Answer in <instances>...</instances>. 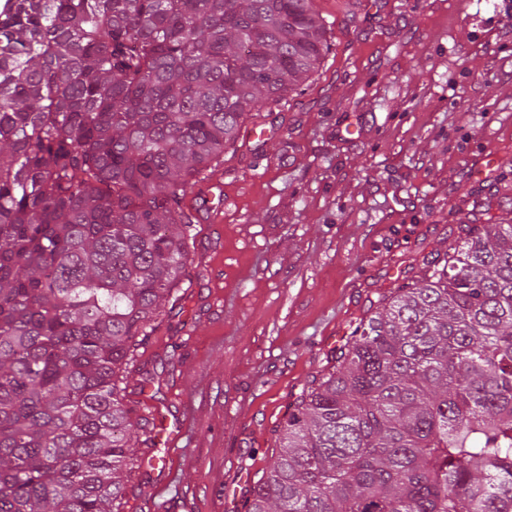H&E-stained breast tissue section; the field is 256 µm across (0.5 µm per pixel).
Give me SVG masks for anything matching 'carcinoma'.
I'll return each instance as SVG.
<instances>
[{"label": "carcinoma", "instance_id": "obj_1", "mask_svg": "<svg viewBox=\"0 0 512 512\" xmlns=\"http://www.w3.org/2000/svg\"><path fill=\"white\" fill-rule=\"evenodd\" d=\"M313 0H15L0 13V512H122L138 346L182 300L184 201L312 81ZM359 321L246 512H512V218Z\"/></svg>", "mask_w": 512, "mask_h": 512}]
</instances>
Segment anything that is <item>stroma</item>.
<instances>
[{"instance_id": "1", "label": "stroma", "mask_w": 512, "mask_h": 512, "mask_svg": "<svg viewBox=\"0 0 512 512\" xmlns=\"http://www.w3.org/2000/svg\"><path fill=\"white\" fill-rule=\"evenodd\" d=\"M332 43L305 91L239 133L222 211L185 203L189 283L140 345L125 403L187 419L124 512H244L278 426L379 296L512 209V0H314ZM495 154L490 179L477 159Z\"/></svg>"}]
</instances>
